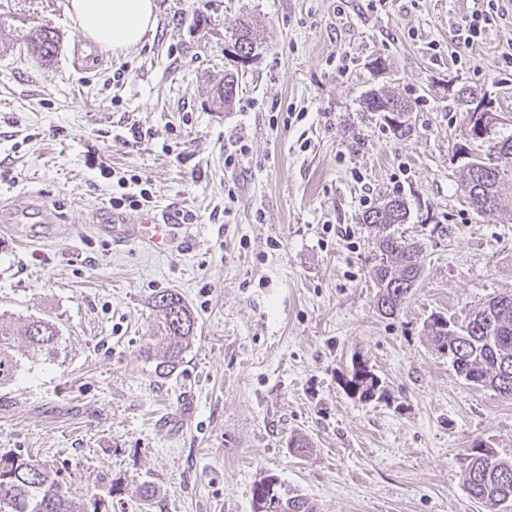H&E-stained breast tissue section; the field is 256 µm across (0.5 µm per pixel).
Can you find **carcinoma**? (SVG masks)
Masks as SVG:
<instances>
[{
	"label": "carcinoma",
	"mask_w": 512,
	"mask_h": 512,
	"mask_svg": "<svg viewBox=\"0 0 512 512\" xmlns=\"http://www.w3.org/2000/svg\"><path fill=\"white\" fill-rule=\"evenodd\" d=\"M254 26L236 25L235 41L250 51L257 46ZM60 50V36L49 24L26 41V51L38 63L48 66ZM239 92V76L224 74L212 99L218 109L232 107ZM366 111L409 110L408 103L386 93H370ZM461 188L469 204L479 213L504 211L512 207V133L500 132L494 145L476 155L475 166L460 170ZM409 207L401 195L364 212L362 223L376 230L375 254L368 275L378 291L375 307L386 317H395L413 294L423 270V249L407 239L399 226L407 222ZM157 313L158 331L163 351L155 354L154 374L167 378L182 362L195 337V319L174 292L152 298ZM427 335L437 350L448 356L456 374L468 384L489 388L500 397L512 400V293L490 298L482 309L464 324L446 315H432L426 325ZM61 343L59 328L53 320L30 317L14 321L0 315V386L11 382L21 368L17 346L22 344L34 355L55 352ZM341 387L351 398L361 402L390 404L391 394L383 380L364 359L352 361L342 374ZM465 487L481 503L484 512L512 510V457L499 456L496 448L476 439L464 449L459 459ZM8 499L15 512H80L61 484L41 465L16 454L0 455V500ZM252 512H317L314 502L297 491L286 488L278 477L269 474L254 485Z\"/></svg>",
	"instance_id": "obj_1"
}]
</instances>
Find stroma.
<instances>
[{"label":"stroma","instance_id":"stroma-1","mask_svg":"<svg viewBox=\"0 0 512 512\" xmlns=\"http://www.w3.org/2000/svg\"><path fill=\"white\" fill-rule=\"evenodd\" d=\"M67 3L0 0L12 44L0 53V314L52 318L62 336L57 354L23 359L0 387V452L56 474L81 512H252L268 473L318 512H482L459 458L476 439L512 456V400L457 376L424 325L439 312L465 321L512 292V211L473 210L454 154L459 86L512 117V10L465 47L453 34L474 0H208L199 13L155 0L142 43L78 71ZM253 15L257 55L232 109L215 111L213 84L237 67L231 29ZM45 22L61 37L48 66L24 47ZM372 90L411 105L408 136L363 111ZM291 112L303 120L286 123ZM133 120L153 137L115 142ZM239 140L245 162L225 170ZM130 173L150 179L157 209L197 214L181 246L160 253L101 230L138 223L109 204ZM396 194L425 263L385 318L361 216ZM436 224L447 236L431 235ZM164 291L196 318L165 379L146 357ZM357 357L390 404L345 394L339 377ZM297 435L310 442L300 456L288 448ZM144 483L156 490L148 511Z\"/></svg>","mask_w":512,"mask_h":512}]
</instances>
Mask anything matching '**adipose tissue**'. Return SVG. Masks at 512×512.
I'll return each mask as SVG.
<instances>
[{
    "label": "adipose tissue",
    "instance_id": "1",
    "mask_svg": "<svg viewBox=\"0 0 512 512\" xmlns=\"http://www.w3.org/2000/svg\"><path fill=\"white\" fill-rule=\"evenodd\" d=\"M69 11L83 35L103 49L124 50L154 29V0H69Z\"/></svg>",
    "mask_w": 512,
    "mask_h": 512
}]
</instances>
